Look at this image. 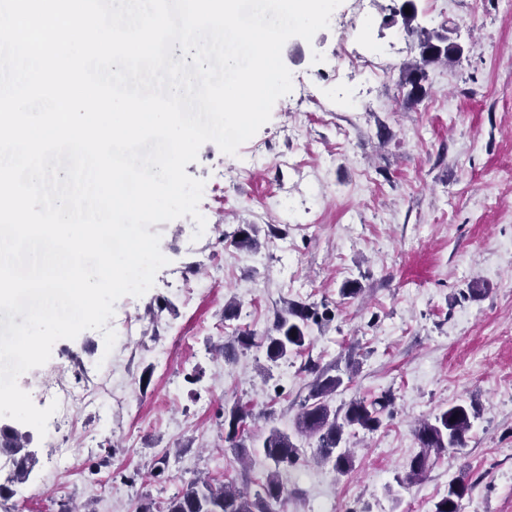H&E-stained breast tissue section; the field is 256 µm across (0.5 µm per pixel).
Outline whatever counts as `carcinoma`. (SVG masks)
Wrapping results in <instances>:
<instances>
[{
    "label": "carcinoma",
    "mask_w": 512,
    "mask_h": 512,
    "mask_svg": "<svg viewBox=\"0 0 512 512\" xmlns=\"http://www.w3.org/2000/svg\"><path fill=\"white\" fill-rule=\"evenodd\" d=\"M400 14L408 32L417 36L419 48V62L405 67L404 84L411 86L410 93L413 94L422 90L420 81L424 76V66L453 62L459 54L446 47L450 41L448 35L412 26L416 17L415 7H410L408 14L402 9ZM319 321L320 316L315 309L294 305L279 315L262 336L245 330L237 333L233 341L246 349H262L267 359L278 361L303 348L310 340L311 325H317ZM342 385L343 378L339 375L317 376L301 402L296 423L299 435L315 440L318 460L331 466L339 476L347 475L353 468L352 455L345 447V432L355 427L369 432L378 430L390 403L387 396L370 401L354 398L333 409L330 401ZM247 416L248 413L238 405L224 416V442L228 447L246 448L243 423ZM473 417L474 405L462 401L441 410L431 420L421 421L415 430L420 452L409 462L401 484L409 486L421 480L431 455L457 452L466 447V434L471 429ZM5 448L15 454L21 451L18 432L0 430V450ZM262 448L274 469L255 493L239 490L229 483L214 484L208 479H196L171 497L162 512H275L274 505L281 501L284 493L280 470L299 461L300 449L288 434L274 427L263 440ZM31 465L29 455L20 456L14 461V471L8 482L24 483ZM467 492L465 483L451 486L448 495L435 504L434 512H460L458 500Z\"/></svg>",
    "instance_id": "obj_1"
}]
</instances>
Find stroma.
<instances>
[{
    "mask_svg": "<svg viewBox=\"0 0 512 512\" xmlns=\"http://www.w3.org/2000/svg\"><path fill=\"white\" fill-rule=\"evenodd\" d=\"M403 2L373 0L356 14L342 0L347 33L332 25L282 49L315 105L281 97L237 155L201 146L185 171L221 187L199 205L217 237L193 239L185 217L156 224L169 263L143 296L117 301L114 321L132 315L142 331L115 342L117 357L105 359L96 330L56 343L71 358L63 382L82 374L138 414L79 409L81 431L67 442L75 453L62 468L37 430L19 424L35 463L6 507L58 512L70 498L86 512H140L200 476L253 491L271 468L261 444L275 427L300 448L281 474L278 512L362 503L432 512L459 481L473 486L461 512H512V0H415L416 26L448 32L463 53L427 65L414 97L403 71L419 50ZM343 35L380 54L388 82L346 77ZM355 98L369 109L352 111ZM247 224L255 246L242 250L234 239ZM348 281L355 297L340 293ZM231 302L239 311L228 320ZM293 303H324L332 316L288 361L267 362L257 348L220 352L235 331L263 333ZM350 358L357 372L334 404L389 393L394 415L377 431L349 430L354 467L339 477L316 463L314 441L295 423L315 372L343 374ZM461 401L477 411L466 447L401 485L419 451L418 422ZM237 403L253 411L243 457L224 441V412ZM33 487L41 503L26 500Z\"/></svg>",
    "mask_w": 512,
    "mask_h": 512,
    "instance_id": "1",
    "label": "stroma"
}]
</instances>
